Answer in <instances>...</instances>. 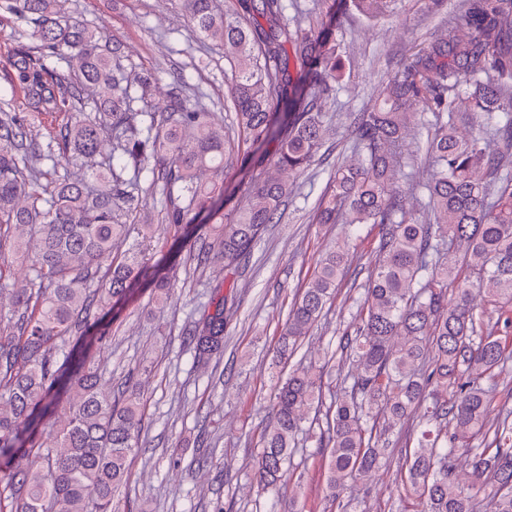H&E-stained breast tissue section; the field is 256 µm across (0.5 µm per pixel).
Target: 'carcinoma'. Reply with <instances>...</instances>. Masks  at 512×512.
Instances as JSON below:
<instances>
[{
    "mask_svg": "<svg viewBox=\"0 0 512 512\" xmlns=\"http://www.w3.org/2000/svg\"><path fill=\"white\" fill-rule=\"evenodd\" d=\"M179 2L185 27L224 49L243 150H231L224 125L186 95L181 73L168 75L158 109L152 77L131 76L101 32L63 17V0H4L33 25L39 45L7 58L29 113L0 110V250L32 253L25 288H7L0 268V292L13 297L0 308V512H119L143 413L132 389L108 392L93 347L111 337L97 309L125 303L143 284L164 303L177 279L136 252L112 256L128 232L118 214L135 211L137 193L158 191L166 229L181 243L203 214L219 225L194 255L197 265L216 250L233 269L263 229L280 222L293 189L288 177L306 172L329 136L335 10L305 26L288 17L287 0H226L222 9L217 0ZM351 2L370 20L392 13V0ZM462 2L466 34L448 25L353 116L358 162L336 167L319 201L316 223L342 222L354 234L372 224L381 237L364 299L339 341L351 370L296 366L275 379L252 474L274 505L304 437L327 450L326 497L349 512L347 493L393 452L385 435L412 416L422 431L404 453L400 512H512V411L488 420L490 384L512 350L484 333L481 310L487 303L512 325V0ZM416 104L432 115V171L417 184L433 214L428 224L396 186L413 178L405 140ZM63 111L70 122L53 139L65 160L91 171L89 180L59 173L53 153L43 156L52 168L36 173L21 153L30 114ZM271 145L266 163L257 152ZM231 159L250 173V203L226 211ZM348 256V247L334 246L290 306L279 363L294 357L321 317ZM210 287V303L186 329L198 363L223 353L224 312L232 310L225 280ZM459 448L470 454L465 480L455 476ZM17 456L26 468L11 467Z\"/></svg>",
    "mask_w": 512,
    "mask_h": 512,
    "instance_id": "1",
    "label": "carcinoma"
}]
</instances>
